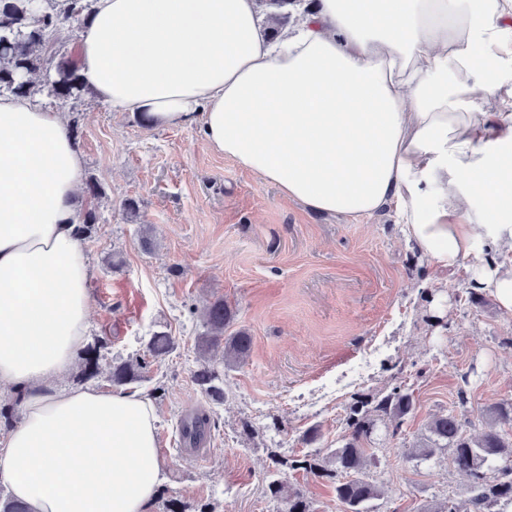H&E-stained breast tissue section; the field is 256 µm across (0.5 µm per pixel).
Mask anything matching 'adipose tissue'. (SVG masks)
Wrapping results in <instances>:
<instances>
[{
  "instance_id": "ef3b65f1",
  "label": "adipose tissue",
  "mask_w": 512,
  "mask_h": 512,
  "mask_svg": "<svg viewBox=\"0 0 512 512\" xmlns=\"http://www.w3.org/2000/svg\"><path fill=\"white\" fill-rule=\"evenodd\" d=\"M79 73L103 105L208 144L288 201L393 208L432 268L512 311V0H316L270 37L257 0H94ZM84 160L61 113L0 96V480L30 512H146L150 401L55 382L90 326Z\"/></svg>"
}]
</instances>
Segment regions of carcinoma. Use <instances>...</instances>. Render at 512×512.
Instances as JSON below:
<instances>
[{
    "label": "carcinoma",
    "instance_id": "carcinoma-1",
    "mask_svg": "<svg viewBox=\"0 0 512 512\" xmlns=\"http://www.w3.org/2000/svg\"><path fill=\"white\" fill-rule=\"evenodd\" d=\"M90 9L89 0H0V95L40 93L60 106L72 108L89 94L79 74L75 53L55 46L53 34L61 27H81ZM78 231L86 239L96 232V208L80 213ZM234 313L218 298L207 308L204 331L197 338V348L204 353L209 347L224 344L223 367L231 369L250 350L251 336L243 330L229 331ZM175 347L172 336L156 332L146 344L147 357L128 359L112 365L111 381L116 386L135 383L142 378L148 361L161 358ZM103 344H95L86 352L79 377L97 375L103 359ZM196 384L212 401L224 400L223 380L218 365L205 359L194 375ZM415 409L410 393L399 386L367 400H358L349 407L346 425L349 430L341 444L322 456L307 454L302 458H279L276 464L293 470L304 469L315 476L334 475V491L344 512H372V503L386 494L383 486L357 477L368 460V449L376 422L398 431L405 417ZM209 416L195 414L181 419L179 437L189 445L203 440ZM429 443L415 450V455L429 458L436 452L451 449L455 468L470 478V496L463 503H448L441 508L427 506L422 512H492L495 506L512 503V432H489L479 439L466 434L454 409L433 416L427 423ZM498 460V475L487 476L491 461ZM266 493L282 504L281 512H311L301 490L282 480L273 479ZM0 512H29L28 506L0 489Z\"/></svg>",
    "mask_w": 512,
    "mask_h": 512
}]
</instances>
